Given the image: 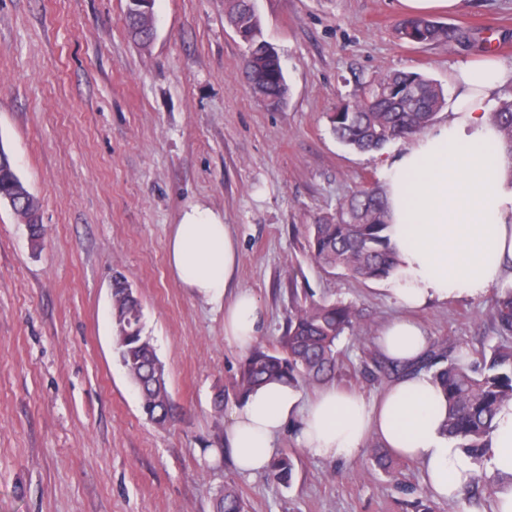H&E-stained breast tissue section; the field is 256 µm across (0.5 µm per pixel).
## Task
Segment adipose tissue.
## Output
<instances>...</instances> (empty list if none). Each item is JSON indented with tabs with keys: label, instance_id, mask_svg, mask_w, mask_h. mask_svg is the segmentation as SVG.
Listing matches in <instances>:
<instances>
[{
	"label": "adipose tissue",
	"instance_id": "obj_1",
	"mask_svg": "<svg viewBox=\"0 0 512 512\" xmlns=\"http://www.w3.org/2000/svg\"><path fill=\"white\" fill-rule=\"evenodd\" d=\"M512 82L494 58L461 65L458 95L447 118L416 135L383 169L388 236L398 259V306L421 309L448 300L478 299L512 280V149L488 109ZM242 261L227 224L193 207L167 238L172 275L196 299L224 310V339L249 351L267 328V313L249 289L233 288ZM416 322L401 317L378 339L381 354L411 367L430 349ZM447 401L430 374L410 372L373 400L325 387L302 399L296 387L265 383L241 401L224 434L237 469L266 470L277 437L300 421L299 441L312 456L342 462L368 439L417 462L437 499L456 501L478 472L502 483L493 512H512V404L494 418L484 465L443 435Z\"/></svg>",
	"mask_w": 512,
	"mask_h": 512
}]
</instances>
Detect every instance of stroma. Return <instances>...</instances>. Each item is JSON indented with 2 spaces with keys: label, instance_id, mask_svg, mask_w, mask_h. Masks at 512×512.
Instances as JSON below:
<instances>
[{
  "label": "stroma",
  "instance_id": "35a3bbf8",
  "mask_svg": "<svg viewBox=\"0 0 512 512\" xmlns=\"http://www.w3.org/2000/svg\"><path fill=\"white\" fill-rule=\"evenodd\" d=\"M127 0H0V146L41 202L40 246L0 202V512H216L232 484L247 512H416L419 465L369 453L310 456L297 426L281 437L291 483L238 472L218 448L246 359L224 339V314L169 272L166 241L192 205L223 217L242 253L240 287L266 307L259 347L276 351L288 314L343 302L333 386L365 397L387 380L376 339L401 311L394 278L356 280L309 252L305 227L337 214L401 148L358 152L329 115L393 70L456 100L459 66L494 54L512 66V0H464L434 19L446 40L401 42L398 0H256L288 84L277 111L242 74L245 45L224 0H153V40L134 41ZM121 271L141 301L173 417L159 426L115 350L111 285ZM497 291L414 312L433 340L471 359L497 343ZM224 394L216 412L214 396Z\"/></svg>",
  "mask_w": 512,
  "mask_h": 512
}]
</instances>
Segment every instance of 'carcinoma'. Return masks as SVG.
Listing matches in <instances>:
<instances>
[{
	"label": "carcinoma",
	"instance_id": "obj_1",
	"mask_svg": "<svg viewBox=\"0 0 512 512\" xmlns=\"http://www.w3.org/2000/svg\"><path fill=\"white\" fill-rule=\"evenodd\" d=\"M225 19L238 29L247 45L243 72L252 92L269 107H281L288 99V84L276 48L263 39L254 0H224ZM400 39L410 44H432L448 37V30L426 16H411L396 26ZM446 104L443 90L416 72L393 71L377 80L364 96L347 102L331 113L336 138L359 152L381 149L388 141L414 135L428 128ZM489 120L512 146V100H503ZM26 186L12 171L0 172V191L10 194ZM388 227L384 190L371 185L356 191L338 215L325 216L309 225L313 258L329 269H341L360 280L391 276L397 259L384 231ZM494 319L498 333L512 337V287L496 299ZM112 322L120 362L138 388L142 409L152 421L165 424L172 418L165 370L151 338L144 334L142 306L127 279L117 272L112 279ZM357 315L350 305L312 303L288 315L281 350L260 348L246 359L236 390L244 399L256 387L274 380L300 384L320 383L334 377L338 364L336 341L355 329ZM431 373L445 394L448 411L444 435L480 460L488 448L497 412L512 403V343L495 345L481 353L476 365L459 352L458 345L443 340L419 365ZM294 465L289 457L272 460L268 477L280 483L291 481ZM219 512H245V505L232 485L224 487Z\"/></svg>",
	"mask_w": 512,
	"mask_h": 512
}]
</instances>
